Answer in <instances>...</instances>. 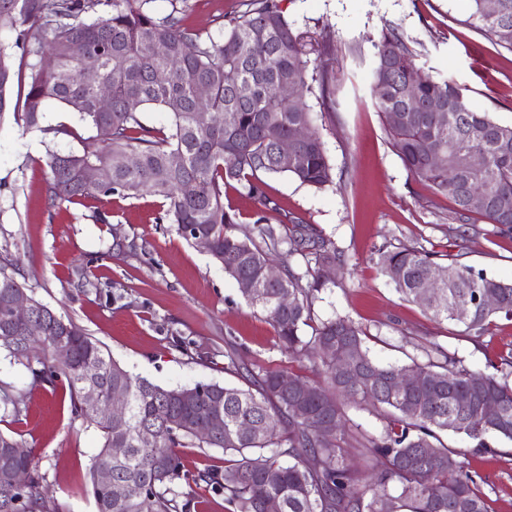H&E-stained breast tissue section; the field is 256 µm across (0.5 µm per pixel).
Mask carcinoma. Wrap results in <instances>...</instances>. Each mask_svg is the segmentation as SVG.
Returning <instances> with one entry per match:
<instances>
[{"instance_id":"1","label":"carcinoma","mask_w":512,"mask_h":512,"mask_svg":"<svg viewBox=\"0 0 512 512\" xmlns=\"http://www.w3.org/2000/svg\"><path fill=\"white\" fill-rule=\"evenodd\" d=\"M154 0H0V33H16L22 46L20 63L29 71L27 87L11 100L13 84H22V72L13 69L12 56L0 44V116L13 110L16 123L43 133H68V129L41 126L45 105L61 103L98 135L80 140L77 151L47 149L50 191L54 199L73 203L95 195L137 198L159 196L164 208L158 224H173L189 243L198 237L212 243L209 255L235 282L252 284L243 294L248 304L261 309L274 327L283 349L291 356L313 357L319 379L293 375L295 388L280 389L284 373L264 370L244 389L218 383L162 387L123 368L102 343L71 319H63L39 300L31 299L44 335L26 336L10 321L12 296L29 288L18 279L17 260L0 254V348L22 365L32 385L67 383L70 412L96 429L102 445L90 469L96 512H197L200 501L193 485L205 483L224 494L233 512H264L270 500L280 512H490L486 482L466 468L468 450L450 446L440 433L452 432L488 447L487 439L512 441V383L509 374L473 372L461 360L438 346L426 351V360L409 365L382 364L365 347L366 334L353 321L339 317L323 321L313 334L300 336L301 326L313 320L315 292L324 285L320 270L343 263L335 243L310 225H295L292 234L262 215L255 220L257 234L234 233L236 215L224 208V186L241 185L246 194L267 210L278 204L267 196L259 174H285L302 185L321 190L333 183L325 143L315 128L311 109L301 102L318 84L320 97L330 86L329 71L309 68L302 36L283 15L276 0H247V8L228 21L219 37H206L183 24L184 9L158 17L150 8ZM468 22L495 44L512 51V0H500L499 15L486 16L483 0H469ZM103 6L112 7L106 17ZM36 30L38 36L30 37ZM80 41L84 54L70 53ZM192 44L195 51L184 53ZM162 45L167 56L156 54ZM50 49L58 68L47 73L40 57ZM178 60L168 81L158 84L154 72ZM92 68L112 87V109H95V89L83 80ZM414 55L393 29L376 45L371 88L391 143L406 169L446 194L460 220L475 212L499 232L512 229V125L494 120L471 107L454 79L426 76L418 85L422 101L450 99L455 112L445 122L431 112H413L403 123L392 120L393 110L405 105L403 87L415 72ZM292 83L299 102L287 103L281 86ZM209 89V109L224 114V122L200 128L195 87ZM153 106L169 116L168 130L150 128L140 118V108ZM296 127L309 137L298 144L304 157L300 166H281L274 140ZM436 152L447 157V167L429 163ZM479 153L483 167L468 171L463 158ZM135 154L138 164L129 168L125 156ZM181 157L174 167L170 158ZM86 163L98 167L101 180L85 186L79 169ZM194 185L186 195L181 187ZM481 187L488 203L468 207L467 186ZM286 244L285 256L299 254L307 270L301 274L285 265L280 279H266L271 251ZM380 269L407 301L420 304L438 323L464 327L481 334L497 316L512 317V282L487 275L454 259L439 261L437 253L422 245H403L381 254ZM441 272L436 297L427 304L419 297L420 285ZM292 296L284 309L282 291ZM491 292L497 302L486 306L482 296ZM468 305L460 320L454 308ZM342 343L357 355V371L346 374L321 350L324 343ZM192 342L172 334V346L192 360L204 356L191 350ZM402 374L422 377L418 386L399 389L392 383ZM96 383L106 399L121 388L128 395V413L111 418L88 410L83 392ZM221 399L222 426L203 438L197 430L207 426L216 399ZM493 399L498 414L485 413L484 401ZM370 403L383 411L385 424L378 435H363L360 451L382 459L383 468L366 477L351 464L345 422L349 404ZM0 405L17 418L25 393L0 385ZM144 426L154 428L152 442L140 439ZM182 448H219L228 456L224 467L198 475L184 471ZM34 451L18 457L0 454V512H55L45 477L35 472ZM32 472L29 484L14 488L10 471ZM112 483L125 486L116 497Z\"/></svg>"}]
</instances>
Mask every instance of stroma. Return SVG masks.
Wrapping results in <instances>:
<instances>
[{"label":"stroma","mask_w":512,"mask_h":512,"mask_svg":"<svg viewBox=\"0 0 512 512\" xmlns=\"http://www.w3.org/2000/svg\"><path fill=\"white\" fill-rule=\"evenodd\" d=\"M300 33L312 65L333 76V94L308 95L325 142L333 183L317 190L285 175L265 176L264 190L278 211L238 184L224 189V207L236 213L239 233L255 231L258 213L291 230L314 225L333 240L345 266L326 276L314 303V323L347 317L368 334L370 356L383 364L424 360L440 345L474 371H486L512 352V319L498 317L482 335L437 323L404 300L378 265L381 253L421 244L488 275L512 280V233L502 234L478 214L454 222L452 200L413 176L391 145L370 87L376 46L394 27L422 74L451 77L465 87L470 105L500 123L512 124V52L467 26L469 0H277ZM243 0H187L185 26L218 34ZM43 130H27L12 116L0 120V250L20 259L22 281L34 297L72 319L101 341L131 373L164 387L218 382L243 386L225 371L227 352L252 369L312 376L310 361L284 353L265 314L250 306L237 284L207 253L174 227L156 223L161 197H89L53 201L45 151L76 150L92 130L76 113L51 101ZM64 125L70 135H50ZM138 249L109 258L113 234ZM85 268L98 291L77 293L74 271ZM180 333L205 352L197 362L172 346ZM0 381L26 392L20 418H0V431L35 450L58 512H95L89 467L101 447L99 433L72 418L64 384L31 386L26 371L0 349ZM486 451L470 450L468 468L495 487L492 512H512V442L490 439Z\"/></svg>","instance_id":"1"}]
</instances>
